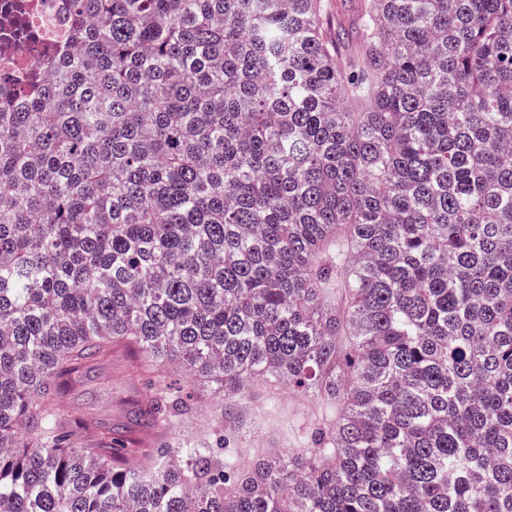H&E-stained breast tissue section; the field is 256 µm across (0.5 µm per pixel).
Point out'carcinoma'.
Instances as JSON below:
<instances>
[{
  "instance_id": "obj_1",
  "label": "carcinoma",
  "mask_w": 512,
  "mask_h": 512,
  "mask_svg": "<svg viewBox=\"0 0 512 512\" xmlns=\"http://www.w3.org/2000/svg\"><path fill=\"white\" fill-rule=\"evenodd\" d=\"M324 16L75 0L0 90V512H512V0H362L348 56ZM118 348L153 397L91 427ZM169 371L324 415L247 469L222 420L142 448Z\"/></svg>"
}]
</instances>
